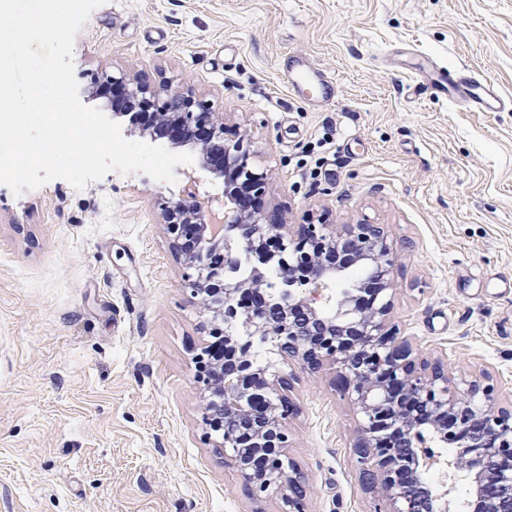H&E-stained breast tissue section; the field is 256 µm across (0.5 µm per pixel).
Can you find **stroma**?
<instances>
[{"mask_svg":"<svg viewBox=\"0 0 512 512\" xmlns=\"http://www.w3.org/2000/svg\"><path fill=\"white\" fill-rule=\"evenodd\" d=\"M291 54L335 79L332 101L279 83ZM418 55L510 106L415 94ZM73 63L81 102L108 116L91 86L112 72L209 101L268 175L264 223L384 225L397 334L512 395V288L496 285L512 272V0H106ZM187 171L0 185V512H287L252 498L204 424L208 314L162 222ZM258 359L290 379L304 512H374L339 372Z\"/></svg>","mask_w":512,"mask_h":512,"instance_id":"stroma-1","label":"stroma"}]
</instances>
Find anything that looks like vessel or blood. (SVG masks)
Instances as JSON below:
<instances>
[{
	"label": "vessel or blood",
	"instance_id": "1",
	"mask_svg": "<svg viewBox=\"0 0 512 512\" xmlns=\"http://www.w3.org/2000/svg\"><path fill=\"white\" fill-rule=\"evenodd\" d=\"M417 70L422 75V90L431 91L435 97L455 103H468L479 112H496L505 106L506 100L489 79L475 76L463 69L446 68L420 59ZM282 85L299 94L310 95L312 101L325 103L332 99L335 80L300 55H292L279 74Z\"/></svg>",
	"mask_w": 512,
	"mask_h": 512
}]
</instances>
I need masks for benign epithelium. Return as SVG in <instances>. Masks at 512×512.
<instances>
[{
    "label": "benign epithelium",
    "mask_w": 512,
    "mask_h": 512,
    "mask_svg": "<svg viewBox=\"0 0 512 512\" xmlns=\"http://www.w3.org/2000/svg\"><path fill=\"white\" fill-rule=\"evenodd\" d=\"M107 80L125 86L129 100L155 110L162 123L181 131L177 147L196 144L195 133L206 127L212 141L199 147L197 167L224 183V198L200 193L192 176L191 196L168 206L163 223L179 249V226L200 227L194 249L185 254L195 271L191 295L211 314L209 336H222L234 354L231 367L207 371L202 355L196 364L206 385V426L232 450L231 461L250 493L271 487L284 502L296 506L303 473L288 456L285 420L293 405L284 391L288 380L268 372L252 354L255 339L269 343L309 370L325 364L338 369L350 401L360 415L353 456L360 476L386 502L385 512H512V399L503 404L485 383L489 373L471 379L448 376L440 358L416 352L411 342L389 327L393 284L367 288L359 279L349 288L332 290L351 264L335 255L349 247L353 262L380 277L389 272L393 248L378 224H339L329 231L309 224L293 234L288 224H264L262 216L243 210L227 178L262 195L268 178L255 169L236 142L224 143V113L168 86L153 88L126 74ZM224 149V168L210 167V148ZM257 259L272 265L279 292L263 307H245L246 291L269 293L265 273L253 267L239 278L235 271ZM330 290L333 311L317 306V296ZM427 433L445 447L446 456L431 459L417 446ZM444 479L433 481L434 466ZM468 485L467 496H455L456 480Z\"/></svg>",
    "instance_id": "1"
}]
</instances>
